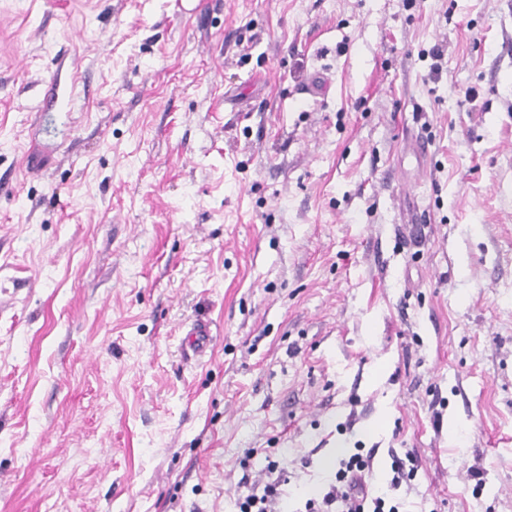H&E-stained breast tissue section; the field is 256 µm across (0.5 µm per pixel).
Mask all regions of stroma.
<instances>
[{"label":"stroma","mask_w":512,"mask_h":512,"mask_svg":"<svg viewBox=\"0 0 512 512\" xmlns=\"http://www.w3.org/2000/svg\"><path fill=\"white\" fill-rule=\"evenodd\" d=\"M358 446L512 512V0H0V512H238L272 460L305 512ZM186 347L191 351L195 357H202L210 344L212 331L208 324L197 323L188 333Z\"/></svg>","instance_id":"1"}]
</instances>
